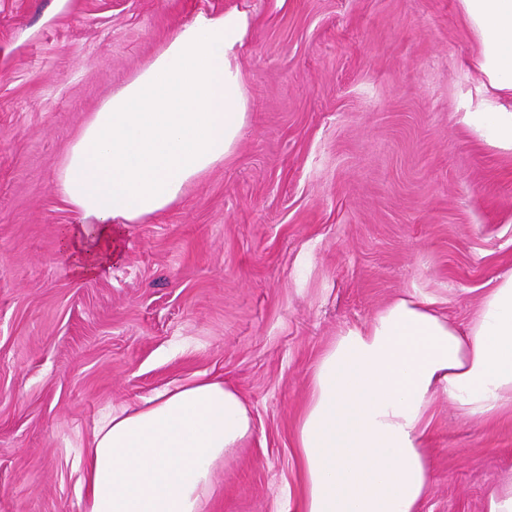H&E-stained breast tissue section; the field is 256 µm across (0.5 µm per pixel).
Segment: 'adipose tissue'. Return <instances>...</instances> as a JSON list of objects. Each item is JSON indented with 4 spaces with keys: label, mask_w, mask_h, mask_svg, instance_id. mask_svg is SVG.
I'll return each mask as SVG.
<instances>
[{
    "label": "adipose tissue",
    "mask_w": 512,
    "mask_h": 512,
    "mask_svg": "<svg viewBox=\"0 0 512 512\" xmlns=\"http://www.w3.org/2000/svg\"><path fill=\"white\" fill-rule=\"evenodd\" d=\"M464 3L512 90V0ZM247 27L235 9L198 14L83 123L55 183L78 218L60 236L76 277L119 263L125 225L174 207L235 152L248 98L234 59ZM441 398L472 419L512 406V272L467 325L406 295L327 347L296 427L297 512H420ZM253 433L241 395L214 379L111 411L84 460V512H205L215 466Z\"/></svg>",
    "instance_id": "obj_1"
}]
</instances>
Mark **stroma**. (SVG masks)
Returning a JSON list of instances; mask_svg holds the SVG:
<instances>
[{
    "label": "stroma",
    "instance_id": "stroma-1",
    "mask_svg": "<svg viewBox=\"0 0 512 512\" xmlns=\"http://www.w3.org/2000/svg\"><path fill=\"white\" fill-rule=\"evenodd\" d=\"M246 12L249 119L181 204L74 276L54 189L82 123L180 25ZM462 0H0V512H84L85 446L111 409L195 378L239 390L254 435L206 512H273L295 423L342 331L396 297L457 321L512 269V149ZM422 512H483L512 474V409L432 411ZM486 122L500 145L512 147L511 112L490 113L486 116Z\"/></svg>",
    "mask_w": 512,
    "mask_h": 512
}]
</instances>
